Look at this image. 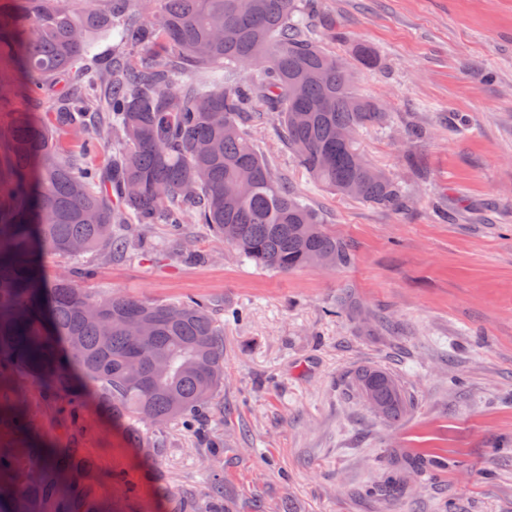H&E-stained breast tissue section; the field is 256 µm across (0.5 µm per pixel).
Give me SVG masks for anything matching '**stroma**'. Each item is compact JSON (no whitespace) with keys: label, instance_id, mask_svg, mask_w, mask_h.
Here are the masks:
<instances>
[{"label":"stroma","instance_id":"1","mask_svg":"<svg viewBox=\"0 0 512 512\" xmlns=\"http://www.w3.org/2000/svg\"><path fill=\"white\" fill-rule=\"evenodd\" d=\"M379 59L354 69L389 120L360 132L366 158L405 189L381 209L314 184L269 119L250 134L276 173L348 244L342 267L261 270L203 224L132 226L130 255L82 257L92 293L187 297L224 323V386L202 432L143 426L142 447L95 403L72 422L23 387L31 432L92 463L98 512L206 507L213 476L226 512H512V0H319ZM351 295L366 319L338 312ZM391 371L412 399L395 422L351 386L363 365ZM163 452L147 456L146 448Z\"/></svg>","mask_w":512,"mask_h":512}]
</instances>
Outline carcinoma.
Listing matches in <instances>:
<instances>
[{"mask_svg":"<svg viewBox=\"0 0 512 512\" xmlns=\"http://www.w3.org/2000/svg\"><path fill=\"white\" fill-rule=\"evenodd\" d=\"M317 0H157L145 24H125L137 0H0V107L23 96L46 108L0 126V512H93L90 465L80 448L29 442L20 380L30 377L73 410L92 401L141 445L138 424L192 422L224 381V323L192 297L148 302L93 297L77 267L52 282L47 252L124 255L132 224H205L262 270L288 273L350 262L323 214L276 175L245 127L273 115L284 146L310 179L389 210L404 191L373 166L358 134L383 124L385 107L359 95L345 62L294 20ZM147 51L98 77L87 98L70 74L97 40ZM350 57L374 68L362 42ZM259 64L244 85L238 72ZM63 83L45 98V85ZM109 151V178L85 157ZM354 390L396 419L410 398L389 371L363 366Z\"/></svg>","mask_w":512,"mask_h":512,"instance_id":"carcinoma-1","label":"carcinoma"}]
</instances>
